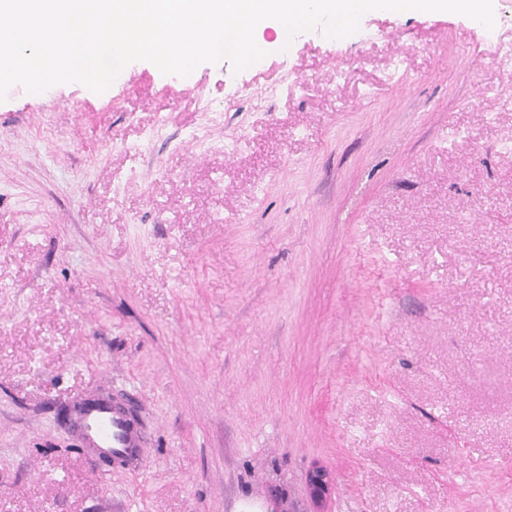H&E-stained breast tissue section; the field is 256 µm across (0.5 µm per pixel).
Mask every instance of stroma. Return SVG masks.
<instances>
[{"label":"stroma","mask_w":512,"mask_h":512,"mask_svg":"<svg viewBox=\"0 0 512 512\" xmlns=\"http://www.w3.org/2000/svg\"><path fill=\"white\" fill-rule=\"evenodd\" d=\"M0 101V512H512V0ZM157 137H150L153 127ZM130 397L143 466L71 398ZM331 475L323 465L313 466L307 473L306 485L311 501L321 504L329 493Z\"/></svg>","instance_id":"1"}]
</instances>
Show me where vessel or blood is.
Here are the masks:
<instances>
[{"label":"vessel or blood","instance_id":"obj_1","mask_svg":"<svg viewBox=\"0 0 512 512\" xmlns=\"http://www.w3.org/2000/svg\"><path fill=\"white\" fill-rule=\"evenodd\" d=\"M80 426V442L93 456H111L113 462L141 463L145 449L131 403L120 404L83 396L72 405Z\"/></svg>","mask_w":512,"mask_h":512}]
</instances>
